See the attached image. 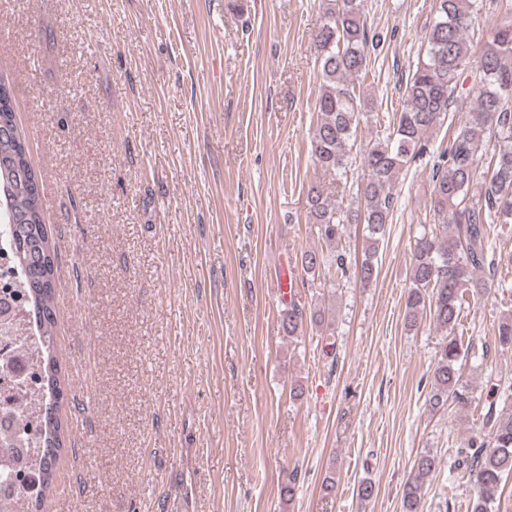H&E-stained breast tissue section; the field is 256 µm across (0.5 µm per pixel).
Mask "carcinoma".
<instances>
[{"label": "carcinoma", "mask_w": 512, "mask_h": 512, "mask_svg": "<svg viewBox=\"0 0 512 512\" xmlns=\"http://www.w3.org/2000/svg\"><path fill=\"white\" fill-rule=\"evenodd\" d=\"M504 17L484 49L473 55L467 38L478 0H435V17L426 35L425 55L409 72L402 87L403 105L392 120L377 130V138L356 148V132L365 120L378 124L373 99L363 98L357 85L368 75L371 55L381 36L367 25L364 0H320L319 24L313 37L315 62L322 80L316 102L318 120L311 138L315 166L336 176L339 183L360 173V206H342L313 185L307 193L308 223L328 242L341 238L345 225L366 224L371 241L358 267L363 287L378 277L377 250L391 223L397 198L393 181L405 167L426 162L431 165L430 211L439 220L430 231L414 239L411 280L404 301V323L413 328L424 314L446 333L436 352L432 388L426 404L440 411L448 402L464 411L474 396L461 373L465 357L454 337L467 298L484 295L492 287L498 266L487 262L491 225L512 223V0H498ZM469 72L477 88L475 107L466 113L448 138V145L435 143L433 133L448 118L450 106L464 92L461 77ZM0 98L18 123L12 86L0 77ZM492 145L486 151V145ZM12 205L29 208L41 239L51 253L55 245L48 235L40 190L26 182L12 186ZM9 242L14 268L25 296V324L36 330L37 370L58 367L51 350L59 312L55 306V265L34 261L22 266L18 255L23 244L14 225H9ZM304 274L313 276L321 268L343 276L347 272L341 254L329 262L308 251L300 261ZM489 276H484L485 270ZM310 319L325 322L321 311L306 310L292 300L279 312L280 327L293 337ZM512 384L503 389L504 405L492 401L483 417L487 434L468 440L461 449L462 463L476 489L471 512H494L493 495L502 480L512 475ZM57 395L41 383L34 402L3 407L19 423L15 432L0 442L10 447L34 444L37 452L39 487L26 495L25 512H33V498H41L53 484L62 442L58 441L62 420L51 411ZM436 456L423 454L415 461L404 485V512H419L425 478L436 470Z\"/></svg>", "instance_id": "carcinoma-1"}]
</instances>
